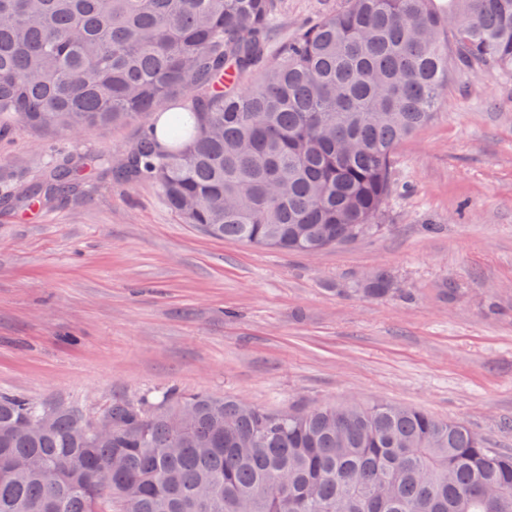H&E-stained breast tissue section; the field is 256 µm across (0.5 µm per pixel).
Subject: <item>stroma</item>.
<instances>
[{
  "mask_svg": "<svg viewBox=\"0 0 512 512\" xmlns=\"http://www.w3.org/2000/svg\"><path fill=\"white\" fill-rule=\"evenodd\" d=\"M276 3L279 44L345 0ZM442 98L396 154L391 231L315 254L210 237L152 186L93 172L14 209L50 157L117 161L136 129L1 140L0 392L91 419L170 387L269 409L383 400L512 452V73L450 68ZM376 269L398 294L354 293Z\"/></svg>",
  "mask_w": 512,
  "mask_h": 512,
  "instance_id": "35a3bbf8",
  "label": "stroma"
}]
</instances>
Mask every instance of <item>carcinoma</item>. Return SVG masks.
<instances>
[{
  "label": "carcinoma",
  "instance_id": "obj_1",
  "mask_svg": "<svg viewBox=\"0 0 512 512\" xmlns=\"http://www.w3.org/2000/svg\"><path fill=\"white\" fill-rule=\"evenodd\" d=\"M275 0H0V132L135 125L121 163L75 153L13 194L92 168L149 184L214 238L315 253L390 231L393 165L459 67L512 71V0H347L269 53ZM259 80L245 85V76ZM359 292H396L384 269ZM84 414L0 393V512H512V453L462 422L351 400L232 397Z\"/></svg>",
  "mask_w": 512,
  "mask_h": 512
}]
</instances>
